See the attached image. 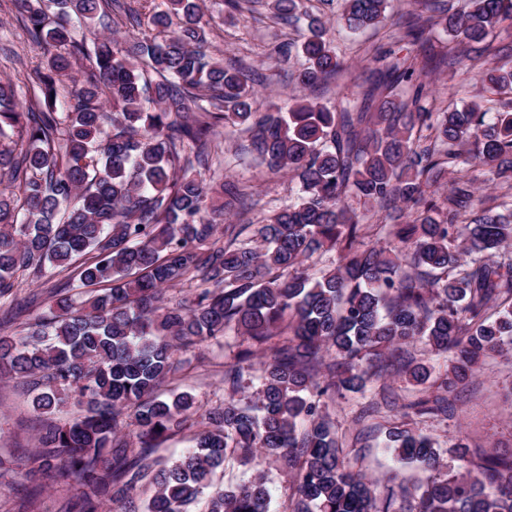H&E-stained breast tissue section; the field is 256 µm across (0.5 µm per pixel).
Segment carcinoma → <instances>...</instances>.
<instances>
[{
    "instance_id": "cac0c4a2",
    "label": "carcinoma",
    "mask_w": 512,
    "mask_h": 512,
    "mask_svg": "<svg viewBox=\"0 0 512 512\" xmlns=\"http://www.w3.org/2000/svg\"><path fill=\"white\" fill-rule=\"evenodd\" d=\"M23 26L45 58L40 97L23 108L0 82V170L16 191L0 194V302L20 273H76L0 317L9 326L31 307L46 311L0 335V374L33 384L42 417L41 448L21 462L28 482L74 480L77 501L60 512H274L264 475L217 487L230 457L272 456L293 478L283 512H391L375 485L343 457L326 400L363 393L370 360L400 349L390 369L436 388L407 409L417 418L448 415L489 353L512 349V200L475 196L476 181L512 188V98L492 112L476 102L431 107L420 80L443 60L426 53L440 26L467 45L512 29V0H414L404 21L423 63L378 57L388 78L336 105L307 98L285 112H261L246 68L204 50L199 0H163L141 23L125 0H24ZM272 16L306 29L270 53L305 60L299 84L312 87L345 68L326 22L303 0H265ZM138 33L103 34L106 7ZM391 0H341L338 20L357 33L382 24ZM86 60L94 78L79 81ZM71 83L65 110L59 87ZM485 90L512 95V55L491 59ZM248 134L243 153L272 173H288L295 199L273 209L252 236L247 224L219 227L224 205L243 204L233 183L203 177L220 127ZM406 205L391 224L394 247L368 242L371 220ZM336 253L335 265L310 261ZM196 281L190 306L163 305V294ZM240 338L224 366V401L202 413L194 397L159 388L176 370L175 352ZM450 356L445 373L403 346ZM265 353L251 375L256 352ZM329 379L321 382L320 375ZM70 422L50 418L67 404ZM197 425L194 446L171 466L149 461L166 438ZM384 447L402 467L430 472L415 488L419 512H512V460L490 455L460 472L468 445L447 448L392 426ZM151 486L138 505L136 493Z\"/></svg>"
}]
</instances>
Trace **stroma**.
<instances>
[{
    "label": "stroma",
    "instance_id": "35a3bbf8",
    "mask_svg": "<svg viewBox=\"0 0 512 512\" xmlns=\"http://www.w3.org/2000/svg\"><path fill=\"white\" fill-rule=\"evenodd\" d=\"M308 3L318 15L329 18L328 36L337 54L348 64L347 70L337 75L328 90L317 94L319 101L332 105L339 90L350 87L360 91L379 79L374 57L396 51L400 46L409 0H395L383 27L359 34L348 32L337 22L338 0H308ZM202 24L208 33L205 49L209 54L227 62L251 56L253 65L263 73L264 81L258 86L261 109L277 106L285 110L292 105L298 91L294 75L302 64L301 58L294 56L278 62L267 59L262 51L268 45L292 38L294 31L275 23L263 0H254L242 20L230 18L221 0H204ZM42 65L41 54L30 45L22 29V15L15 0H0V77L13 80L22 104L33 101L37 91L35 71ZM217 144L219 163L207 172V179L217 182L229 179L251 188V210L245 215L231 210L235 223H263L272 209L293 200L295 184L288 176L235 159V136L219 134ZM236 352V340L231 336L225 337L220 347L196 346L186 353V363L174 380L164 383V390L189 392L205 408L220 404L224 399V365L233 360ZM385 390L390 392L397 410L412 398L413 387L404 377L384 371L365 394L348 393L328 403L330 416L346 439L351 468L366 475L384 495L424 477L423 471L418 469L395 468L382 446V430H372L364 441L356 439L361 429L357 421L360 411ZM31 398V392L21 381L0 380V466L11 467L13 460L38 446L39 419L31 407ZM417 428L444 445L464 437L471 447L485 453L511 456L512 352L485 359L478 377L461 392L447 420L421 421ZM258 474L264 475L268 482L274 512H281L288 502L291 479L272 458L260 457L245 465L229 461L218 482L235 485Z\"/></svg>",
    "mask_w": 512,
    "mask_h": 512
}]
</instances>
